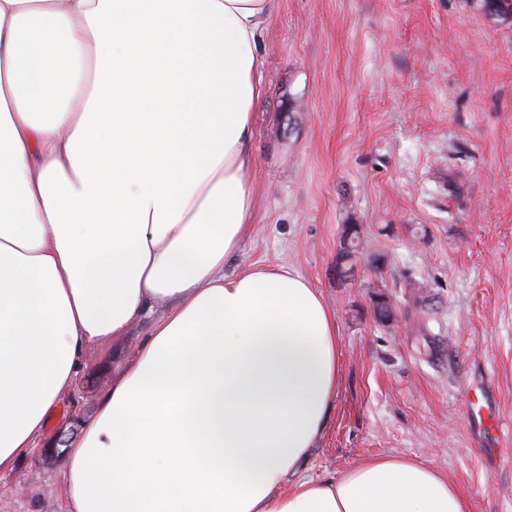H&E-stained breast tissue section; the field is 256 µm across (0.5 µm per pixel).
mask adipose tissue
Wrapping results in <instances>:
<instances>
[{"mask_svg": "<svg viewBox=\"0 0 512 512\" xmlns=\"http://www.w3.org/2000/svg\"><path fill=\"white\" fill-rule=\"evenodd\" d=\"M276 0H0V474L84 349L149 332L62 461L67 512H471L447 475L304 469L336 316L250 232L260 43Z\"/></svg>", "mask_w": 512, "mask_h": 512, "instance_id": "ef3b65f1", "label": "adipose tissue"}]
</instances>
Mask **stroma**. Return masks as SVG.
Segmentation results:
<instances>
[{"label":"stroma","instance_id":"1","mask_svg":"<svg viewBox=\"0 0 512 512\" xmlns=\"http://www.w3.org/2000/svg\"><path fill=\"white\" fill-rule=\"evenodd\" d=\"M262 51L251 233L224 272L292 266L336 315L339 381L307 476L411 457L472 512H512V17L481 0H278ZM346 224L389 257L399 307L429 295L441 359L403 318L376 319L368 266L337 277ZM147 327L84 350L48 432L95 414ZM44 445L0 475V512H66Z\"/></svg>","mask_w":512,"mask_h":512}]
</instances>
